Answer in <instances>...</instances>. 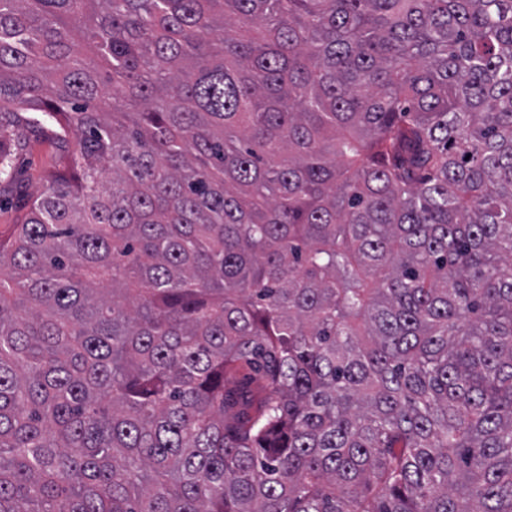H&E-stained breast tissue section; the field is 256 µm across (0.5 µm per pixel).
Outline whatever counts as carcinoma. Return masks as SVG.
Here are the masks:
<instances>
[{
  "label": "carcinoma",
  "mask_w": 512,
  "mask_h": 512,
  "mask_svg": "<svg viewBox=\"0 0 512 512\" xmlns=\"http://www.w3.org/2000/svg\"><path fill=\"white\" fill-rule=\"evenodd\" d=\"M0 512H512V0H0ZM29 112H14L16 147L13 153L15 176L1 184L4 203L0 208V236L11 234L21 224L30 200L39 195L47 179L70 168L76 137L65 135L57 125L37 126L27 120Z\"/></svg>",
  "instance_id": "obj_1"
}]
</instances>
